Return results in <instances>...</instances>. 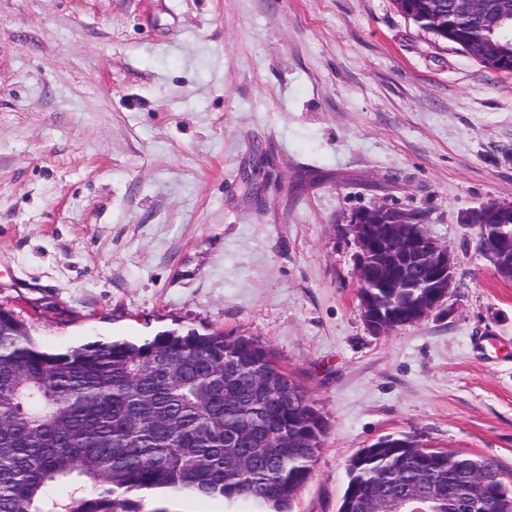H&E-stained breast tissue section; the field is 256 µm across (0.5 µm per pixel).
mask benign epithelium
<instances>
[{
	"label": "benign epithelium",
	"mask_w": 512,
	"mask_h": 512,
	"mask_svg": "<svg viewBox=\"0 0 512 512\" xmlns=\"http://www.w3.org/2000/svg\"><path fill=\"white\" fill-rule=\"evenodd\" d=\"M396 219L381 221L385 215ZM488 247L484 255L495 275L512 281V223L479 225ZM349 230L359 247L357 266L364 322L375 335L415 324L438 308L454 287L455 257L425 232L421 221L399 209L378 206L358 213ZM391 289L408 303V316L396 320L378 305L375 290ZM504 483L473 479L457 497L448 500L450 512H473L489 502L497 512H512V500L503 495ZM442 499L432 483L405 489L387 499V509L376 512H440Z\"/></svg>",
	"instance_id": "obj_1"
}]
</instances>
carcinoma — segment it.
<instances>
[{
    "mask_svg": "<svg viewBox=\"0 0 512 512\" xmlns=\"http://www.w3.org/2000/svg\"><path fill=\"white\" fill-rule=\"evenodd\" d=\"M422 30L433 16L467 45L492 40L486 68L512 64V32L498 28L512 0H394ZM157 364L140 372L142 360ZM292 386L293 402L253 382ZM325 421L261 341L222 333L163 332L151 340L93 342L55 353L0 309V512H138L133 491L244 500L258 512H293L321 449ZM472 461L489 478L496 460L428 456L415 436L358 450L339 510L427 475L443 497Z\"/></svg>",
    "mask_w": 512,
    "mask_h": 512,
    "instance_id": "1",
    "label": "carcinoma"
}]
</instances>
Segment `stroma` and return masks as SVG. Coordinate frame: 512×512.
I'll return each mask as SVG.
<instances>
[{"instance_id": "1", "label": "stroma", "mask_w": 512, "mask_h": 512, "mask_svg": "<svg viewBox=\"0 0 512 512\" xmlns=\"http://www.w3.org/2000/svg\"><path fill=\"white\" fill-rule=\"evenodd\" d=\"M490 203H512V73L393 0H0V307L53 352L262 341L326 421L294 512H337L389 435L512 478V282L465 221ZM384 204L421 214L455 284L376 336L349 226Z\"/></svg>"}]
</instances>
